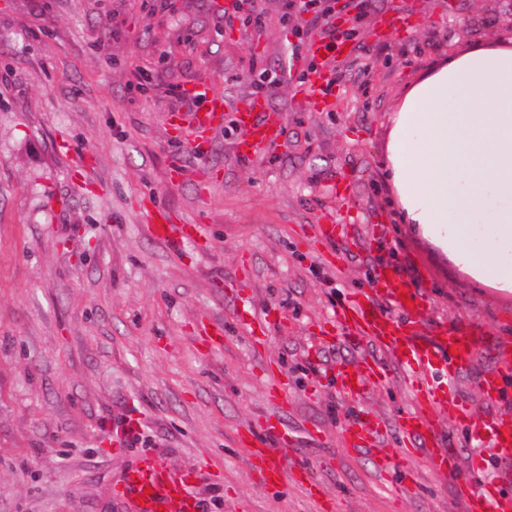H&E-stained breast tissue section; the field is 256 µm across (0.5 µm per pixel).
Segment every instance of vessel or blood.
<instances>
[{
    "mask_svg": "<svg viewBox=\"0 0 512 512\" xmlns=\"http://www.w3.org/2000/svg\"><path fill=\"white\" fill-rule=\"evenodd\" d=\"M325 76L309 73L296 87L301 102L318 106L324 104ZM195 97L203 106L196 112L170 114V121L181 132L185 146L205 156V145L211 133L222 126L224 114L235 111L240 132L238 153L249 158L275 144L283 134L278 111L272 110L265 96L256 95L239 106H231L223 94L209 85L195 86ZM144 218L158 239L175 249L199 243L204 237L198 224L174 223L168 210L151 201L143 206ZM378 282L388 296L391 311L380 310L373 292L354 295L338 311V321L358 339L386 349L407 370V381L415 396L414 411L401 416L398 431L401 436L416 438L433 426L436 418L464 426L471 443L478 448L491 447L502 452L512 450V417L499 416L485 421L475 418L468 405L452 398L457 375L466 368L476 350L474 340L462 328L437 325L431 333H423L419 324L425 308L422 295L409 288L396 271L381 273ZM337 376L343 390L352 397L364 395L369 386L384 383L386 373L381 362L363 359L354 367L339 366ZM382 434L377 417L366 413L348 424L343 431L347 443L367 446ZM293 438L282 422H267L263 432L245 428L242 439L249 447L250 463L260 471L268 485L282 483L288 470L280 453ZM481 492L463 498L465 512H504L495 479L480 477ZM123 488L131 499L135 512H198L199 502L190 476L177 475L160 458L148 455L131 468L122 479Z\"/></svg>",
    "mask_w": 512,
    "mask_h": 512,
    "instance_id": "obj_1",
    "label": "vessel or blood"
}]
</instances>
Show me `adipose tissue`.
I'll return each mask as SVG.
<instances>
[{
    "instance_id": "adipose-tissue-1",
    "label": "adipose tissue",
    "mask_w": 512,
    "mask_h": 512,
    "mask_svg": "<svg viewBox=\"0 0 512 512\" xmlns=\"http://www.w3.org/2000/svg\"><path fill=\"white\" fill-rule=\"evenodd\" d=\"M386 160L405 222L473 279L512 292V46L435 61L396 107Z\"/></svg>"
}]
</instances>
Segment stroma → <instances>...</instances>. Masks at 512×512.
I'll return each mask as SVG.
<instances>
[{
    "mask_svg": "<svg viewBox=\"0 0 512 512\" xmlns=\"http://www.w3.org/2000/svg\"><path fill=\"white\" fill-rule=\"evenodd\" d=\"M223 2L220 14L211 0H0V512H134L115 487L151 453L208 473L202 512H463L424 443L402 469L374 471L414 398L403 367L354 340L336 310L395 269L429 305L423 330L445 322L477 339L453 398L481 418L512 415V373L499 400L478 389L512 353V293L405 223L385 168L407 87L438 58L511 39L512 0H365L327 63V108L279 84L266 95L283 114L277 145L240 158L228 112L201 160L166 125L188 109L175 88L206 83L239 105L252 69L313 61L309 14L256 0L257 29L226 23L235 0ZM176 161L188 176L173 182ZM152 198L202 224L209 249L155 240L138 212ZM319 224L337 225L334 244ZM245 296L270 311L265 336L243 329ZM367 356L387 380L349 399L332 373ZM273 372L287 402L268 393ZM364 412L383 435L356 451L341 432ZM269 415L295 430L281 454L305 483L270 489L252 468L239 434ZM442 434L461 475L480 469L512 498V455L472 447L457 425Z\"/></svg>",
    "mask_w": 512,
    "mask_h": 512,
    "instance_id": "obj_1",
    "label": "stroma"
}]
</instances>
